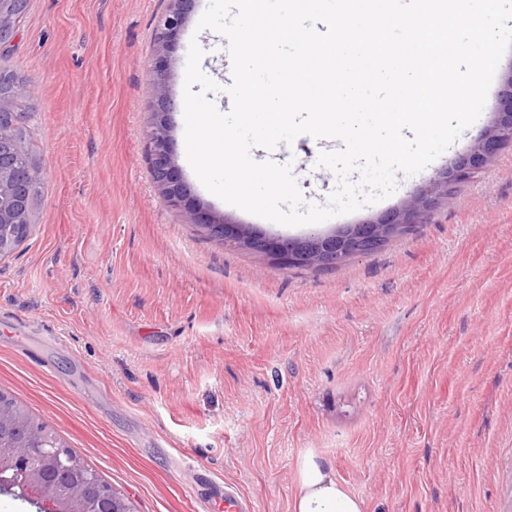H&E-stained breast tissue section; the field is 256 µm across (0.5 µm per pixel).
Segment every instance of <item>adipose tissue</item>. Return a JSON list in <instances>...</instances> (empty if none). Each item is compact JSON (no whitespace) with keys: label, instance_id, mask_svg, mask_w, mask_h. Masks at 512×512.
I'll use <instances>...</instances> for the list:
<instances>
[{"label":"adipose tissue","instance_id":"1","mask_svg":"<svg viewBox=\"0 0 512 512\" xmlns=\"http://www.w3.org/2000/svg\"><path fill=\"white\" fill-rule=\"evenodd\" d=\"M291 512H365L363 499L349 492L314 449L303 451L296 462Z\"/></svg>","mask_w":512,"mask_h":512}]
</instances>
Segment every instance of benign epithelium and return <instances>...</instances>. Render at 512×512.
I'll list each match as a JSON object with an SVG mask.
<instances>
[{
	"mask_svg": "<svg viewBox=\"0 0 512 512\" xmlns=\"http://www.w3.org/2000/svg\"><path fill=\"white\" fill-rule=\"evenodd\" d=\"M169 12L154 31L160 54L172 52L179 41L193 0H171ZM20 0H0V41L13 35ZM151 85L157 112L146 137V152L153 181L169 207L189 213L195 224L210 235L246 250L274 257L281 267L334 268L346 258L365 253L367 247L412 230L437 197L465 184L476 172L492 163L512 139V73L502 91L492 125L476 139L468 153L438 174L429 188L402 206L373 220L349 225L331 234L302 239H274L263 232L213 214L187 189L173 154L168 122L170 97L165 65L154 67ZM29 88L19 86L10 100L0 98V258L11 253L28 235L31 224L28 202L43 169L16 140L14 128L24 113L4 110L27 97ZM0 488L20 491L39 512H131L126 501L99 477L57 445L52 438L24 431V418L15 409L0 407Z\"/></svg>",
	"mask_w": 512,
	"mask_h": 512,
	"instance_id": "7a95c632",
	"label": "benign epithelium"
}]
</instances>
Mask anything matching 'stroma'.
Here are the masks:
<instances>
[{"label": "stroma", "mask_w": 512, "mask_h": 512, "mask_svg": "<svg viewBox=\"0 0 512 512\" xmlns=\"http://www.w3.org/2000/svg\"><path fill=\"white\" fill-rule=\"evenodd\" d=\"M170 0H28L9 63L28 82L23 143L44 170L30 237L0 260V392L134 512H202L194 473L257 512H289L315 449L365 512H512V146L424 213L413 234L332 270L284 269L209 238L155 186L153 34ZM196 0L167 61L176 162L195 198L267 235L356 224L424 190L494 119L479 118L395 193L288 227L210 193L186 158L189 45L224 83L226 38ZM340 140L278 145L325 204Z\"/></svg>", "instance_id": "1"}]
</instances>
